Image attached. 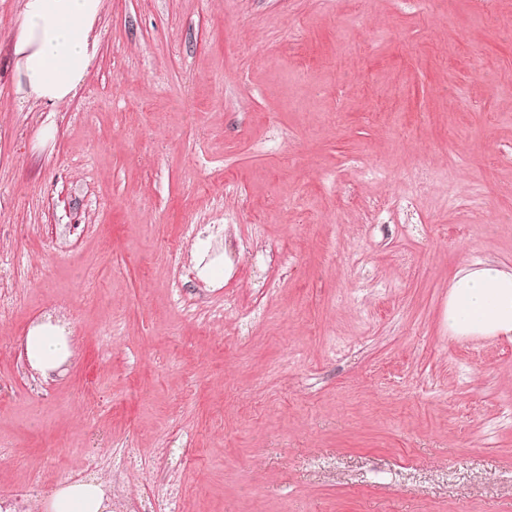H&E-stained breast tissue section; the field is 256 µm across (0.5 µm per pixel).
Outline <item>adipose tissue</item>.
<instances>
[{"label":"adipose tissue","mask_w":512,"mask_h":512,"mask_svg":"<svg viewBox=\"0 0 512 512\" xmlns=\"http://www.w3.org/2000/svg\"><path fill=\"white\" fill-rule=\"evenodd\" d=\"M101 7L102 0H22L13 42L22 99L55 105L73 95L99 51L93 29ZM448 328L457 336H511L512 268L488 261L458 271L448 292ZM25 353L47 375L72 349L59 327L46 324L31 330ZM44 512H112V503L100 483L69 481Z\"/></svg>","instance_id":"obj_1"}]
</instances>
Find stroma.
I'll return each mask as SVG.
<instances>
[{
    "mask_svg": "<svg viewBox=\"0 0 512 512\" xmlns=\"http://www.w3.org/2000/svg\"><path fill=\"white\" fill-rule=\"evenodd\" d=\"M20 9L0 340L77 332L49 378L0 349V498L512 512V338L448 330L457 271L512 267V0H103L58 105L17 92ZM44 512H112V502L96 481H69L55 490Z\"/></svg>",
    "mask_w": 512,
    "mask_h": 512,
    "instance_id": "35a3bbf8",
    "label": "stroma"
}]
</instances>
